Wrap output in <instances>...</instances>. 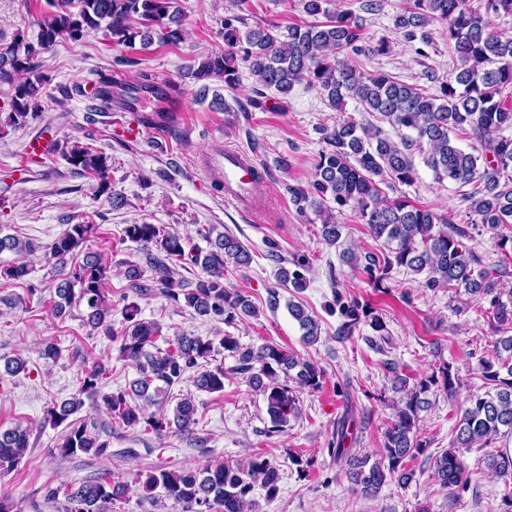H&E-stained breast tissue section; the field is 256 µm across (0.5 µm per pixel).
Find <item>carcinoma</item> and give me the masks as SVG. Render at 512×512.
Returning <instances> with one entry per match:
<instances>
[{
    "mask_svg": "<svg viewBox=\"0 0 512 512\" xmlns=\"http://www.w3.org/2000/svg\"><path fill=\"white\" fill-rule=\"evenodd\" d=\"M300 2L313 21L290 25L283 31L275 24L248 26L247 18L237 13L247 0H234L236 9L228 11L221 21L224 51L186 66L182 78L195 82L218 79L232 88L239 84L240 66L244 65L258 84L250 100L254 109H266V91L286 95L295 84L304 82L325 93L337 110L352 99L394 130L393 138L382 127L351 117L320 128L322 147L314 159L310 180L304 186L288 185L286 191L299 216L312 213L320 220L321 236L327 244L340 241L342 225L336 215L346 208L367 225L373 238L382 241L381 251L362 255L342 251L343 260L366 276L374 288H385L392 273L403 271L423 276L424 288L448 289L488 302V318L499 337L479 359L478 370L490 389L467 399L452 442L435 458L433 471L440 486L455 498L457 490L467 488L470 482L460 449L488 448L490 452L481 459L484 469L511 481L512 452H493L491 448L500 439L512 438V289L502 288L504 271L487 267L477 246L469 244L473 236L468 225L480 224L490 232L502 263H507L512 256V136L504 135V131L512 128V108L505 107L497 96L512 87V36L496 33L492 23L497 17L512 15V0H482L478 10L471 8L468 0H410L409 6L396 14L394 29L406 41L422 43L415 49L421 57L429 56L427 47L438 52L426 28L439 23L446 30L456 67L434 93L382 70H358L349 62L350 55L384 56L390 51L389 42L367 41L360 17L332 7L333 0ZM45 4L37 41L20 40L8 55L0 54V81L13 87L6 121L10 126L37 116L38 96L49 78L31 80L26 74L33 69L35 56L55 43L79 42L100 32L116 45L139 42L146 47L155 38L177 44L184 36L179 12L174 9L176 0H45ZM180 90L177 83L160 90L147 74L132 84L101 74L90 88H78L79 93L106 109L115 104L137 112L151 100L156 117L165 112L166 100ZM459 132L470 138L469 148H461L451 138ZM415 150L422 152L423 162L437 182L447 180L463 189L464 223L456 221L453 211L440 214L404 195L386 197L383 187L390 182L413 183ZM45 152L61 154L76 169L96 179L98 190L109 194L113 205L121 203V197L111 190L105 154L67 137L48 141ZM96 231L94 224H70L46 246L60 276L51 311L61 318L73 307L84 306L88 326L103 327L120 341V356L136 365L138 378L128 390L103 394L106 370L96 365L78 378L77 394L49 407L46 422L52 426L67 424L58 445L62 456H102L109 447L94 421H69L84 405V395L101 396L115 424L141 425L158 437L172 427L193 432L198 419L192 396L181 398L171 418L161 410L146 416L142 405L156 404V397L188 380L202 392L223 391L227 377L224 364L210 366L222 352L235 360L232 371L245 376L249 386L265 396L271 422L268 435L282 432L290 419L300 415L297 389L317 390L324 378V370L311 359L274 345L244 346L238 337L228 334L217 341L183 334L166 339L167 347L161 349L155 346L160 327L139 319L138 306L130 304L124 309L127 325L118 333L112 332L108 271L101 255L87 252L82 261H76ZM200 236L210 246L206 253L190 237L157 224H129L125 228V237L146 252L154 284L167 300L183 302L199 316L228 325L255 314L242 292L224 287L228 265L251 263L248 249L228 232L214 238L209 231ZM37 249L32 242L0 236V253L10 251L22 257ZM187 264L201 267L204 276L194 282L181 277L177 268ZM294 266L293 271L280 268L278 278L301 290L306 286L302 270L309 266V260L301 258ZM28 274L27 264L20 260L0 267V278L8 281L22 280ZM334 302L341 318L336 336L346 339L365 324L379 339H386V324L369 305L346 301L339 293L334 295ZM288 312L304 330V341L318 342V324L304 308L290 302ZM441 375L440 380L431 375L413 385L393 375L394 389L402 397L384 432L378 459L347 448L349 420L345 417L336 423L328 452L337 464H345L353 492L371 499L392 479L401 486L414 481L416 473L408 462L426 448L419 438L420 413L427 404L422 395L438 383L448 396L456 393L458 376L452 365L443 364ZM28 447V430L0 428V473L15 469ZM279 481V468L269 459L252 454L235 465L160 470L146 477L143 489L154 503L173 501L183 506L182 512H255L254 489L259 487L272 498L279 490ZM125 491L124 483L102 479L77 487L50 486L46 497L55 503L63 501L62 512H107L108 505L124 497Z\"/></svg>",
    "mask_w": 512,
    "mask_h": 512,
    "instance_id": "1",
    "label": "carcinoma"
}]
</instances>
